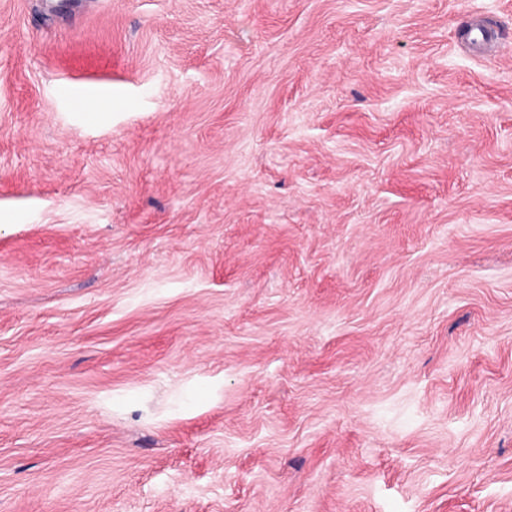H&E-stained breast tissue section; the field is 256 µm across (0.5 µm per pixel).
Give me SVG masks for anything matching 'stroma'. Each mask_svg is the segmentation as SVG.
<instances>
[{"mask_svg": "<svg viewBox=\"0 0 512 512\" xmlns=\"http://www.w3.org/2000/svg\"><path fill=\"white\" fill-rule=\"evenodd\" d=\"M0 512H512V0H0Z\"/></svg>", "mask_w": 512, "mask_h": 512, "instance_id": "1", "label": "stroma"}]
</instances>
